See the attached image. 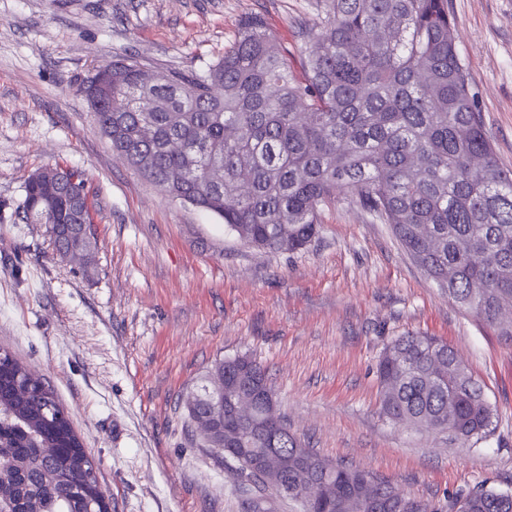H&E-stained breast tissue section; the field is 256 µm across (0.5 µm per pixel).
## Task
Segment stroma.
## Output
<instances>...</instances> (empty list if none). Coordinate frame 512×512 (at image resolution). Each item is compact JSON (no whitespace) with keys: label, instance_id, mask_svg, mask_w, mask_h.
I'll list each match as a JSON object with an SVG mask.
<instances>
[{"label":"stroma","instance_id":"obj_1","mask_svg":"<svg viewBox=\"0 0 512 512\" xmlns=\"http://www.w3.org/2000/svg\"><path fill=\"white\" fill-rule=\"evenodd\" d=\"M457 48L501 166L512 171V0H448ZM318 0H0V349L54 392L97 467L112 512H246L239 464L191 433L186 401L219 361L265 369L306 446L447 506L512 490V342L427 278L389 225L344 197L303 249L242 242L128 166L78 88L118 55L144 70L223 57L263 14L300 68L298 30ZM82 174L87 259L58 255L22 220L26 178ZM407 333L448 342L496 408L468 442L381 415L376 364Z\"/></svg>","mask_w":512,"mask_h":512}]
</instances>
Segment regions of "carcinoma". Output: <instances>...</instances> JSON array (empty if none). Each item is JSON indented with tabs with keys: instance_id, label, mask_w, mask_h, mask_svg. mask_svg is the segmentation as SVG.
<instances>
[{
	"instance_id": "carcinoma-1",
	"label": "carcinoma",
	"mask_w": 512,
	"mask_h": 512,
	"mask_svg": "<svg viewBox=\"0 0 512 512\" xmlns=\"http://www.w3.org/2000/svg\"><path fill=\"white\" fill-rule=\"evenodd\" d=\"M305 45L302 75L269 33L265 18L241 20L220 60L197 70H172L155 86L140 83V64L117 56L112 107L94 117L112 149L130 167L145 158L146 178L221 219L257 248L288 252L316 234L322 206L351 197L390 225L412 260L448 297L478 321L512 337V173L498 162L469 74L456 48L448 0H322L311 24L299 28ZM191 86V97L182 88ZM234 129L232 139L226 128ZM178 140L183 151L167 145ZM224 169V191L207 170ZM48 206L32 181L22 210L52 228L63 245L61 220L79 203L92 223L82 175ZM275 214L278 221L269 216ZM454 278L444 283L448 271ZM18 361L0 373V512H109L88 490L63 495L69 480L95 467L66 417L47 418L58 401L49 388L16 390ZM267 380L247 356L224 361V389L252 377ZM377 376L381 413L429 430L454 428L467 441L491 433L494 410L483 388L448 342L433 336L395 339L382 353ZM189 420L224 425V444L238 447L229 408L201 385ZM267 420L255 405L250 446L276 448L274 480H260L301 512H442L406 497L390 483L335 463ZM316 483L312 499L291 493L298 480ZM512 512V492L478 487L448 497V512Z\"/></svg>"
}]
</instances>
